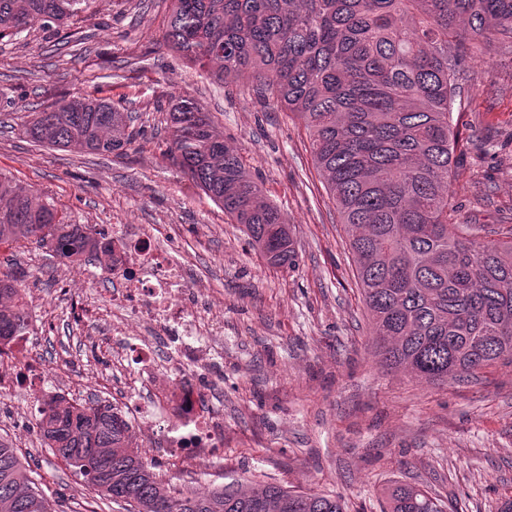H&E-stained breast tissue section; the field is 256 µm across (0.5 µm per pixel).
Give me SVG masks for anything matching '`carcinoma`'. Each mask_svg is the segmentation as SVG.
Instances as JSON below:
<instances>
[{
	"mask_svg": "<svg viewBox=\"0 0 512 512\" xmlns=\"http://www.w3.org/2000/svg\"><path fill=\"white\" fill-rule=\"evenodd\" d=\"M87 0H0V40L73 20ZM169 48L217 82L248 77L309 132L316 169L348 233L372 344L384 368L461 382L512 362V229L498 239L448 223L466 39L512 47V0H172ZM170 154L269 263L288 269V219L245 171L210 114L183 100L168 112ZM34 142L122 155L131 114L105 97L35 113ZM53 256L112 270L113 240L59 216L0 173V244L19 239ZM24 289L0 277V347L29 333ZM48 448L83 476L101 503L134 512H348L345 501L275 483L252 493L233 484L198 496L128 451L131 426L98 399L41 403ZM15 449L0 442V512H55ZM386 512H448L429 491L395 483Z\"/></svg>",
	"mask_w": 512,
	"mask_h": 512,
	"instance_id": "carcinoma-1",
	"label": "carcinoma"
}]
</instances>
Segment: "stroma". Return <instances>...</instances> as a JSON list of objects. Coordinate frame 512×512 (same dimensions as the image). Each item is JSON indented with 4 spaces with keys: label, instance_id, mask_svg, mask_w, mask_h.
Listing matches in <instances>:
<instances>
[{
    "label": "stroma",
    "instance_id": "stroma-1",
    "mask_svg": "<svg viewBox=\"0 0 512 512\" xmlns=\"http://www.w3.org/2000/svg\"><path fill=\"white\" fill-rule=\"evenodd\" d=\"M170 0H90L72 24L33 26L0 42V171L67 213L125 238L129 224L157 238L188 282L189 312L221 326L202 341L193 378L203 411L219 414L224 446L211 462L165 455L167 424L132 419L130 450L181 488L238 481L341 496L349 512H383L397 482L436 494L450 512H496L512 496V364L465 384H428L381 368L348 235L293 114L261 100L242 78L215 83L166 46ZM454 110L460 132L448 220L512 227V47L472 51ZM110 97L136 114L126 154L56 149L24 133L33 113L76 97ZM188 99L209 112L245 170L287 217L296 248L288 269L267 263L248 238L167 156L166 112ZM22 272L30 332L20 345L40 368L0 391V441L39 473L60 512H87L84 479L43 444L42 399L98 398L123 408L121 349L149 343L147 325L113 301L119 276L73 264L42 246L0 247V273ZM152 344V343H149ZM159 368L172 359L154 343Z\"/></svg>",
    "mask_w": 512,
    "mask_h": 512
}]
</instances>
